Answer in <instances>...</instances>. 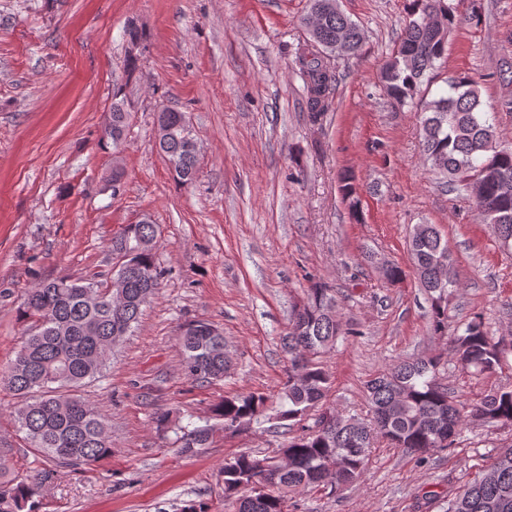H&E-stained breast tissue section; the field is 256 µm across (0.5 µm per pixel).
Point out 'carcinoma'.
<instances>
[{"instance_id": "obj_1", "label": "carcinoma", "mask_w": 512, "mask_h": 512, "mask_svg": "<svg viewBox=\"0 0 512 512\" xmlns=\"http://www.w3.org/2000/svg\"><path fill=\"white\" fill-rule=\"evenodd\" d=\"M304 18L313 49L298 53L307 85L306 109L318 122L328 109L335 75L325 56L354 55L363 28L347 16L338 0H309ZM456 22L449 0H413L412 19L399 48L381 67L380 82L399 107L419 112L420 145L429 170L456 189L470 193L485 223L507 244L512 242V147L501 144L494 117L467 76L446 80L447 89L428 101L421 87L444 59L445 33ZM122 91L112 103L105 134L118 149L132 113ZM158 147L174 180L192 183L198 154L186 113L163 107L156 113ZM341 191L358 210L351 176L340 177ZM155 226L125 224L112 238V253L124 261L114 273L122 287L101 295L93 279H52L27 294L24 319L32 320L15 359L0 369V386L18 399V428L30 444L37 466L20 472L10 465L12 449L0 448V512H42L49 489L63 468L91 466L112 453L105 415L80 394L99 376L108 352L131 331L158 290L162 270L155 260ZM409 250L420 285L431 302L433 335H448V298L458 288L447 243L434 224L412 233ZM343 328L332 289L314 282L306 303L292 309L282 337L288 353V376L278 395L279 454L240 452L224 459L225 512H286L296 495L321 488L341 489L363 476L372 440L425 459L453 447L465 420L512 425V390L499 388L475 403L460 400L438 381L442 357L402 359L365 384L372 414L364 421L336 412L327 399L332 376L321 358L331 352ZM459 363L475 376L502 367L512 344L493 336L483 318L473 316L452 337ZM179 344L185 375L209 383L224 377L230 360L223 333L197 321L182 329ZM273 400L262 391L241 392L214 403L212 418L235 433L261 423ZM320 409L313 427L293 428ZM181 452L192 453L212 437L215 426H178ZM446 512H512V445L501 450L477 476L448 496Z\"/></svg>"}]
</instances>
